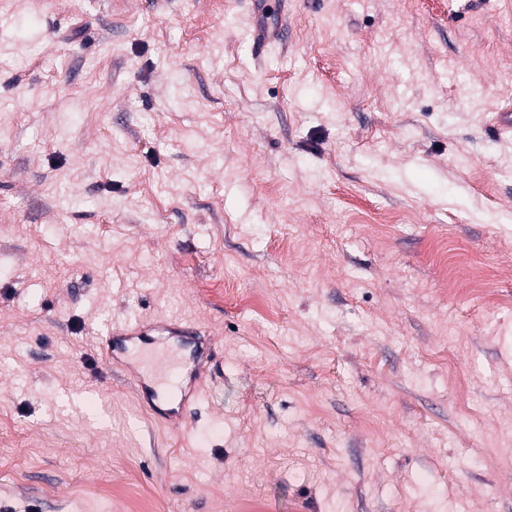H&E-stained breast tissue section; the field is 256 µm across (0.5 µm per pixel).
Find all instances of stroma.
<instances>
[{
	"mask_svg": "<svg viewBox=\"0 0 512 512\" xmlns=\"http://www.w3.org/2000/svg\"><path fill=\"white\" fill-rule=\"evenodd\" d=\"M275 4L0 0V512H512V0ZM143 329L144 327L140 325H113L107 334L108 336H105V342L108 345V349L111 355L112 347L114 349L119 347L120 349L125 350L127 347L126 343L133 341L135 338H137L138 343L135 342L134 346H136L138 349H145L148 346L154 344L155 339L148 337ZM192 330L190 328H176V332H171V335L179 336L182 349L187 352V357L183 358L181 372L177 368L170 369L172 375L178 376V389L181 392V398L179 399L176 407L172 408L171 414L178 416L183 419L186 411L191 406L195 405L204 389L205 384V372L209 370L208 363L211 362V358L205 355L204 350L196 342L194 336H191ZM191 364V367H189ZM184 373H188L192 378V384L188 390H182L181 376Z\"/></svg>",
	"mask_w": 512,
	"mask_h": 512,
	"instance_id": "35a3bbf8",
	"label": "stroma"
}]
</instances>
